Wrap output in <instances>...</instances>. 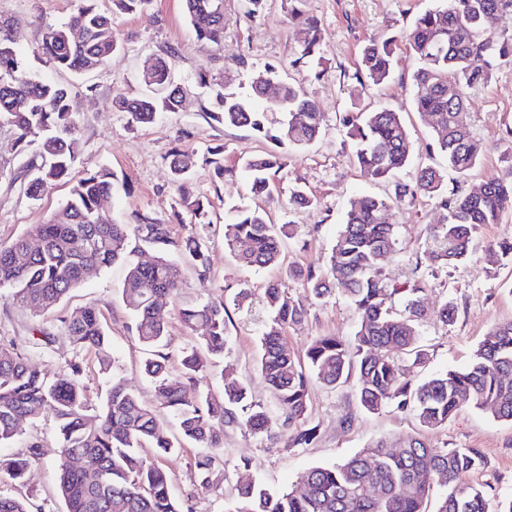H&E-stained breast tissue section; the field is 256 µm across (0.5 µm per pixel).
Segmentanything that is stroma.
Here are the masks:
<instances>
[{"label":"stroma","instance_id":"stroma-1","mask_svg":"<svg viewBox=\"0 0 512 512\" xmlns=\"http://www.w3.org/2000/svg\"><path fill=\"white\" fill-rule=\"evenodd\" d=\"M434 0H306L307 13L318 19L322 40L316 57L296 67L301 35L288 16V0H265L262 15L248 14L246 0H224V42L215 46L198 41L185 20L182 0H152L144 11L119 14L114 31L123 48L101 69L74 76L48 67L39 52L46 33L68 21L80 0H0V23H10L23 33L22 47L31 72L44 80L68 85L79 119V154L76 168L94 171L109 167L122 186L103 203L104 211L117 223L130 224L136 213L148 212L171 224L176 235L196 236L207 251L211 280L200 283L195 271L182 267V288L177 300L162 299L160 305L169 324L166 351L171 374H178L180 359L195 343L192 333L179 321L180 306L210 297L226 298L248 288L252 297L243 306L228 305L229 350L216 367L202 378L200 389L219 390L223 378L245 383L255 403L273 406V394L256 367L261 334L271 324L263 301L267 282L281 281L289 296L298 298L306 309L305 319L285 329L290 349L300 352L317 336L353 335L357 317L340 290L325 300L311 299L302 282L287 278L277 267L252 269L241 265L224 246V214L232 205H262L276 224L292 223L294 234L283 242L286 259L293 265L323 267L333 245L343 212L351 200L364 195L390 197L394 181L375 182L360 173L351 160L350 147L342 125L344 113L385 106L400 112L412 143V167H441L440 155L426 151L430 127L410 100L408 77L415 65L410 52L399 49L400 64L387 84L361 88L353 74L361 48L371 39L410 25L415 15L431 7ZM175 47V80L187 86L189 94L181 109L164 113L151 124L135 125L123 112L112 109L119 94L142 92L144 67L166 47ZM245 66H238V59ZM272 65L284 78L298 81L305 94L319 105L323 132L304 150L284 149V166L276 179L270 199L255 200L245 182L237 176L216 178L212 166L202 158L209 148L223 146L220 157L226 166H240L250 155L271 150V141L257 137L246 128L224 126L209 116L211 108L197 74L207 70L213 80L223 83L225 92L249 95L253 70ZM483 147L476 170L466 177L449 174V191L470 192L487 179L512 168V66L493 71L487 83L471 91L469 105L459 116ZM180 151L193 157L194 195L207 200L204 220H197L177 205L171 185L169 154ZM36 147L21 150L13 131L0 127V243L24 237L34 239L35 229L66 200L68 183L44 185L38 198H31L27 183L37 161ZM302 186L318 204L298 208L290 201L293 186ZM442 211L436 200L420 196L391 207L385 214L394 224L397 249L383 265L388 283L398 284L411 275L425 250L436 248L430 227L439 223ZM512 239V213L501 223L481 227L473 241L472 254L454 267H437L427 272L425 306L427 315L420 326V342L430 360L416 379L450 368L466 367L483 337L496 325L512 321V265L503 264L492 253L490 242ZM125 276L121 265L91 272L84 284L72 291L56 308L33 312L17 303L8 288H0V337L14 341L17 348L37 364L49 378L64 376L66 364L82 359L84 384L92 406H99L108 387L94 353L78 351L66 337L60 317L89 305L103 313L111 337V353L128 388L146 403H154V385L141 372L147 352L129 328L131 316L117 297ZM457 306L453 322H440L437 312L444 301ZM54 333L51 346L40 343L41 330ZM308 425L317 429L307 446L291 448L285 439L273 440L263 434L228 427L224 430L221 457L226 477L217 488L203 489L195 475L200 447L183 442L181 449L161 458L174 492L187 501L192 512H233L239 505L234 486L242 466L270 488L297 487L301 474L316 466H331L382 445L402 448L412 440L441 449H479L485 458L482 469L469 474L471 483L482 487L490 498L492 512L502 500L512 498V421L467 405L445 426L423 427L413 411L390 404L371 412L362 407L353 384L331 389L320 383L309 387ZM42 441V457L16 486L0 475V493L25 490L42 512H63L55 461L57 438L52 418L21 421L11 452L22 450L30 437Z\"/></svg>","mask_w":512,"mask_h":512}]
</instances>
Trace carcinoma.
Returning <instances> with one entry per match:
<instances>
[{
    "instance_id": "1",
    "label": "carcinoma",
    "mask_w": 512,
    "mask_h": 512,
    "mask_svg": "<svg viewBox=\"0 0 512 512\" xmlns=\"http://www.w3.org/2000/svg\"><path fill=\"white\" fill-rule=\"evenodd\" d=\"M83 5L63 25L51 29L40 52L56 68L84 74L105 66L121 49L113 29L116 13L144 10L152 0H112V10L98 8L96 0ZM185 16L197 40L224 42V0H182ZM305 0H289L290 19L300 26L301 51L297 62L306 63L321 41L318 20L303 9ZM512 0H437L420 13L405 34L407 50L417 60L411 74L414 108L431 128L428 150L440 154L452 172L468 176L480 159L472 133L459 124L458 114L467 106L469 91L484 84L495 68L512 65V33L494 27ZM19 34L0 27V125L16 135L23 148L35 143L41 164L28 184L38 196L44 183L72 182L66 203L39 226V244L24 237L0 244V288L13 290L16 301L35 311L58 306L84 283L86 270H105L120 262L126 275L119 297L131 314L132 332L148 349L144 375L155 384L157 407L145 404L124 381L112 378L101 406L89 411L85 368L81 361L68 363L65 377L51 381L12 342H0V445L13 442L16 424L23 419L52 416L59 454L56 461L58 491L67 512H190L171 491L169 475L144 454L178 451L167 424L156 415L162 409L172 416L183 439L198 443L207 452L198 456L196 478L204 488L224 481L217 451L224 445V428L240 427L252 433L274 425L289 430L288 446H307L317 427H305L308 390L312 381L334 388L355 380L361 405L377 411L388 404L411 407L426 428L445 425L466 403L487 410L494 417L512 421V322L490 330L479 343L470 364L419 382L412 373L422 369L428 354L419 344V327L425 318L423 263L455 266L470 256L478 228L497 224L512 211V173L484 182L469 193L448 194L446 171L433 166L416 169L399 182L392 198L363 196L350 203L332 246L326 270L288 267V276L300 280L310 297L325 299L331 281L344 292L357 315L354 336H318L304 357L288 349L280 329L301 322L303 304L288 297L277 282L268 283L263 299L271 314V326L261 340L256 366L276 398L280 417L269 408L248 401L247 387L224 380L219 392L196 391L195 386L212 360L224 357L228 329L224 301L206 300L183 306L179 315L195 337L193 349L181 359L179 378L169 372V356L163 352L167 321L157 298H172L181 288L180 263L191 266L199 281L210 279V264L201 242L192 235L176 236L171 225L149 213L135 215L133 224H116L102 209L112 194L117 175L107 167L73 176L78 156V119L68 89L58 83L37 80L27 71L19 50ZM398 37L384 34L362 49L354 78L361 84H385L399 64ZM176 49L155 59L153 84L166 85L164 93L152 90L118 95L113 107L133 124H149L162 112L180 109L182 90L172 83ZM198 84L211 89L214 110L210 116L226 127H247L260 137L294 149H306L321 136V112L297 82L284 81L274 67L252 72L251 96L265 103L256 110L250 101L224 93V85L212 83L206 71ZM280 111L286 119L273 133L264 122L265 111ZM354 164L371 180H389L406 170L411 141L399 113L386 107L369 112H349L343 119ZM178 205L194 216L207 213V202L190 187L193 161L174 154L169 163ZM283 167L274 151L246 158L242 165L250 193L271 197V186ZM418 195L437 200L445 211L433 227L439 247L424 254L411 278L400 287L382 278V263L396 246L393 225L381 221L390 203ZM224 224V245L244 265L253 268L280 266L282 238L287 225L271 223L268 213L255 208L231 207ZM157 256L150 263L139 260L145 247ZM66 336L78 350L94 352L100 370H111V340L100 312L84 307L61 319ZM41 458L35 437L25 450L0 456V474L12 480L24 478ZM94 460L98 476L85 471ZM476 448L436 450L419 440L393 450L376 445L331 467H312L300 483L306 491L272 492L256 481L248 465L238 473L235 490L246 504L239 512H427L425 500L435 485L447 487L434 512H488L485 491L464 480L484 466ZM0 512H41L31 501L0 493Z\"/></svg>"
}]
</instances>
